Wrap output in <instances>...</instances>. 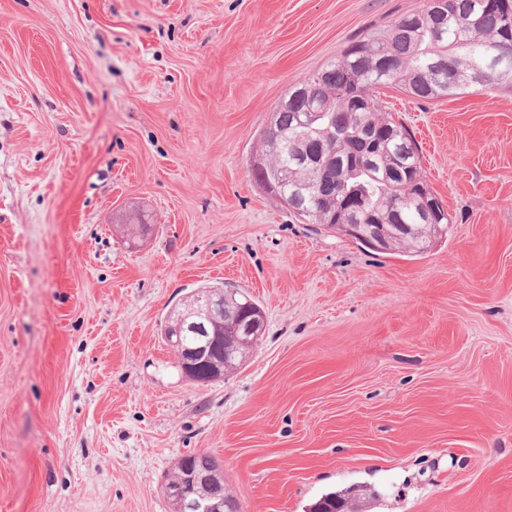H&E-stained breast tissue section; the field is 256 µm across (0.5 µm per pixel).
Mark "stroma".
I'll return each mask as SVG.
<instances>
[{
	"label": "stroma",
	"mask_w": 512,
	"mask_h": 512,
	"mask_svg": "<svg viewBox=\"0 0 512 512\" xmlns=\"http://www.w3.org/2000/svg\"><path fill=\"white\" fill-rule=\"evenodd\" d=\"M423 3L0 0V512H172L200 452L240 512H512V88L381 89L453 219L421 256L252 173L292 85ZM203 287L265 315L206 384L163 337Z\"/></svg>",
	"instance_id": "stroma-1"
}]
</instances>
